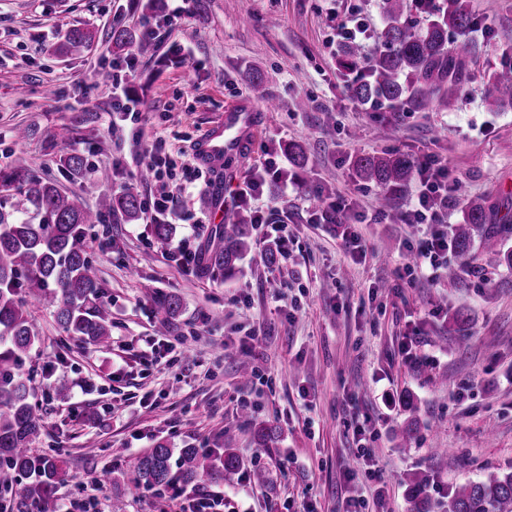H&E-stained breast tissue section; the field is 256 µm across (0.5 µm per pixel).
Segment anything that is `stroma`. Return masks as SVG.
Wrapping results in <instances>:
<instances>
[{
  "label": "stroma",
  "mask_w": 512,
  "mask_h": 512,
  "mask_svg": "<svg viewBox=\"0 0 512 512\" xmlns=\"http://www.w3.org/2000/svg\"><path fill=\"white\" fill-rule=\"evenodd\" d=\"M475 47L454 111L366 109L349 89L344 42L334 23L361 20L363 55L381 46V0H0V171L23 154L32 176L55 180L87 208L103 192L135 191L137 219L106 215L88 227L86 243L112 313L107 348L67 338L34 293L22 298L39 343L25 366L41 413L35 448L59 456L68 473L58 486L63 512H167L189 507L181 496H156L127 479L136 458L157 440L172 448L230 447L264 484L207 482L224 494V512H411L404 477L428 475L431 512H446L448 493L463 480L512 472V269L474 241L446 267L406 272V255L436 228L408 224L414 187L382 210L380 187L361 182L355 155L398 151L447 163L469 199L512 218V110L488 111L492 74L512 63V0H468ZM85 26L94 45L63 53L67 31ZM131 27L155 52L125 67L112 51L114 28ZM120 73H113L114 64ZM267 87L263 130L243 159L220 175L222 192L187 187L196 223L175 224L157 240L148 201L157 185L140 165L147 146L176 168L231 100L250 96L253 75ZM142 102L141 121L112 119V78ZM306 101L298 109L297 101ZM69 128L71 138L55 134ZM24 139H16V131ZM107 153H98L100 141ZM309 151V168L293 169L287 145ZM87 160L83 176L63 172L60 155ZM279 164L246 210L272 208L286 224L288 254L253 234L242 271L223 279L201 265L183 271L169 253L182 241L203 251L217 227L210 211L266 159ZM109 183H101V172ZM348 200V220L365 251L342 248L341 229L319 219L329 196ZM178 294L182 306L156 339L151 297ZM463 325H453L455 313ZM257 332L258 343L242 348ZM418 333L422 362L402 359L403 335ZM192 348L195 366L172 358ZM252 373L242 384V368ZM66 381L68 398L53 386ZM277 427L267 448L254 424ZM363 427L362 439L353 436ZM372 448L364 461L358 444ZM446 448L436 463L433 446ZM95 454H88V447ZM386 485L385 499L376 490Z\"/></svg>",
  "instance_id": "stroma-1"
}]
</instances>
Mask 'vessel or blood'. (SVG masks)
Instances as JSON below:
<instances>
[{
    "instance_id": "1",
    "label": "vessel or blood",
    "mask_w": 512,
    "mask_h": 512,
    "mask_svg": "<svg viewBox=\"0 0 512 512\" xmlns=\"http://www.w3.org/2000/svg\"><path fill=\"white\" fill-rule=\"evenodd\" d=\"M257 104L243 98L227 104L220 116L196 139L192 159L209 170H221L225 159H240L251 150L262 131Z\"/></svg>"
}]
</instances>
